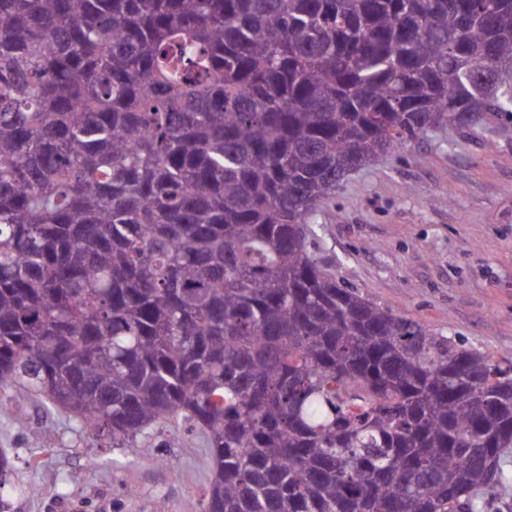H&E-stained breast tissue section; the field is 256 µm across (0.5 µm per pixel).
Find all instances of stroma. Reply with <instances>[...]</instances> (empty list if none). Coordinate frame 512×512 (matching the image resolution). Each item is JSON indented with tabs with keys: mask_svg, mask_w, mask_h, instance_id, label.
<instances>
[{
	"mask_svg": "<svg viewBox=\"0 0 512 512\" xmlns=\"http://www.w3.org/2000/svg\"><path fill=\"white\" fill-rule=\"evenodd\" d=\"M341 285L512 364V118L426 133L351 174L309 218ZM38 445H31V435ZM115 448L33 396L0 393L8 512H202L201 437L162 429Z\"/></svg>",
	"mask_w": 512,
	"mask_h": 512,
	"instance_id": "obj_1",
	"label": "stroma"
}]
</instances>
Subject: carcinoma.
Returning a JSON list of instances; mask_svg holds the SVG:
<instances>
[{
  "instance_id": "1",
  "label": "carcinoma",
  "mask_w": 512,
  "mask_h": 512,
  "mask_svg": "<svg viewBox=\"0 0 512 512\" xmlns=\"http://www.w3.org/2000/svg\"><path fill=\"white\" fill-rule=\"evenodd\" d=\"M496 115L512 0H0V391L201 432L203 512L494 503L512 369L341 287L308 216Z\"/></svg>"
}]
</instances>
